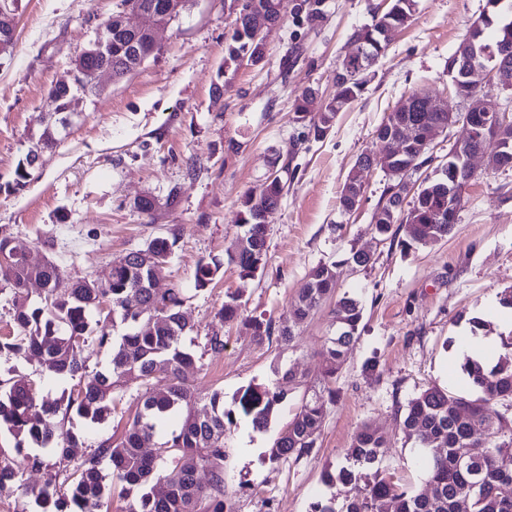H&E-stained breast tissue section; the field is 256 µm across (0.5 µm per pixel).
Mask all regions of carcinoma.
<instances>
[{
    "mask_svg": "<svg viewBox=\"0 0 512 512\" xmlns=\"http://www.w3.org/2000/svg\"><path fill=\"white\" fill-rule=\"evenodd\" d=\"M256 0H244L239 24L227 47L224 64L241 66L260 61L265 47L255 39L246 12ZM490 9L483 30L494 29L489 46L497 49L505 39L499 0H487ZM416 0H392V6L374 18L373 23L354 31L351 43L356 54H348L336 65L335 93L325 107L311 114V93L297 100L294 119L309 121L315 139L323 138L336 115L347 109L362 94L367 83V69L388 46V35L406 25L415 11ZM72 87L57 84L51 89L56 103L57 122L68 123ZM55 144V128L44 125L37 145L20 159L15 169L14 188L27 183L32 161L42 150ZM247 192L241 201L240 237L229 260L240 279L250 280L267 263V226L278 211L283 198V174ZM364 171L352 168L340 195L343 210L361 202ZM436 182L425 185L413 200L414 225L397 224L395 207L403 200L400 193L385 198L374 215L371 229L385 241L406 232L403 244H436L454 230L452 224L436 223L437 213L447 200L435 190ZM177 236L156 237L143 249L145 258L132 251L112 265L107 281L91 277L69 279L56 264L30 265L26 258L13 252L6 236L0 237V253L11 252L7 262H0V286L10 289L12 320L16 335L0 336V354L38 357L48 371L59 378L77 381L66 397H38L30 381L23 376L0 380L7 386L0 391V428L16 440L15 451L30 440L50 449L63 463L64 477L59 474L37 492V512H99L110 498L112 487L105 484L101 462L112 465L111 479L121 485V494L134 493L138 498L127 512H232L224 500V438L232 410L224 408V394L215 391L207 403L198 405L187 373L197 368L199 357L185 348L183 339L194 332L182 313L187 297L176 286L154 294L146 288L151 279L166 269ZM223 263L213 259L201 262L195 270L197 289L207 287L220 272ZM307 287L292 304L294 322L305 321L326 299L335 293V264L319 263L308 275ZM32 281L45 284L43 294L32 299L27 286ZM336 334L326 339L325 365L319 385L308 389L299 411L288 422L268 453L271 462L296 460L316 447L324 423L327 404L333 401L331 388L336 372L347 361L357 340L363 318L360 302L343 296L334 308ZM221 323L243 318L239 296L231 294L216 313ZM246 325L259 343L271 339L272 324L248 319ZM92 342L111 350L109 365L86 377L88 358L84 347ZM505 353L490 367L466 359L462 371L481 397L468 399L428 386L408 401L404 408L402 431L427 456L426 483L431 492L408 490L378 466V449L387 439L377 428L365 424L354 435L346 450V464L329 471V482L363 481L365 490L336 507L332 499L318 501L311 512H512V341L504 343ZM158 375L169 383L163 392L151 389ZM269 384L246 388L239 398V410L251 419L253 427H266L275 407L287 397L290 387L301 383L292 368H277ZM130 379L139 381L140 407L125 434L118 440L106 439L89 450L83 439L64 428L70 412L92 422L104 421L114 409V394L125 388ZM185 411L179 430L171 433L155 455L142 448L157 426L169 414ZM481 450L469 452L473 444ZM48 466L44 458L23 455L14 460L0 448V490L22 481L25 469ZM208 476L200 482V473Z\"/></svg>",
    "mask_w": 512,
    "mask_h": 512,
    "instance_id": "1",
    "label": "carcinoma"
}]
</instances>
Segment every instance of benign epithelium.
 <instances>
[{
	"mask_svg": "<svg viewBox=\"0 0 512 512\" xmlns=\"http://www.w3.org/2000/svg\"><path fill=\"white\" fill-rule=\"evenodd\" d=\"M183 0H162L157 7L125 6L122 11L112 15V26L98 27L90 44L95 47V53L108 58L112 44V32L121 31L135 37L134 46L138 56L147 60L158 47L152 29L133 22L136 17H146L154 24H159V12L176 14L180 12ZM250 25L258 38L267 36L272 21L269 13L255 9L250 15ZM122 67L104 62L89 71L88 79L74 76V82L96 84L97 78L108 74L114 79L120 78ZM448 76L451 78L454 95L467 103L466 113L458 119L453 113H448V122H434L425 126L418 124L408 131L388 136L383 143L395 146L391 153H366L370 162L365 169L381 168L386 174L397 163L408 158L406 146L416 137L421 142V152L428 153L434 148L439 134L456 124L461 125L459 137L454 143V149L448 155V211L440 212L437 220L444 224L456 223L463 192L466 185L474 178L475 169L472 158L482 155L487 158V164L493 168H508L512 161L508 160L509 131L512 130V113L503 109L493 100L485 98L480 91L485 83H494L503 91L512 93V56L503 50L493 56H488V50L477 42L474 37L461 42L453 56L448 61ZM420 101L427 112H443L437 104L433 93L427 89L419 92L416 97H405L396 112H408L414 101Z\"/></svg>",
	"mask_w": 512,
	"mask_h": 512,
	"instance_id": "1",
	"label": "benign epithelium"
}]
</instances>
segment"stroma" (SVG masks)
Instances as JSON below:
<instances>
[{"instance_id":"1","label":"stroma","mask_w":512,"mask_h":512,"mask_svg":"<svg viewBox=\"0 0 512 512\" xmlns=\"http://www.w3.org/2000/svg\"><path fill=\"white\" fill-rule=\"evenodd\" d=\"M243 0H187L160 29L161 52L120 79L102 77L93 91L72 93L70 122L44 150L22 189H13L16 165L36 142L40 118L54 120L50 91L66 76L99 23L120 0H18L15 43L0 55V236L10 237L27 260L56 262L70 277L107 280L113 261L177 232L178 242L159 283L183 288L195 334L187 347L201 354L190 374L198 398L224 393L233 407L240 391L266 384L278 365L303 378L267 428L235 414L228 426L224 499L233 512H309L313 502H343L355 488L328 484L326 472L344 465L355 432L371 424L388 438L382 466L403 483L422 486L424 464L399 428L411 398L434 384L457 394L474 389L453 354L470 335L512 339L492 312L512 291V169H479L464 190L453 233L432 246L378 241L370 224L388 182L379 169L365 172L359 208H340L343 184L357 156L381 151L374 131L412 90L427 88L448 111L466 104L450 90L448 57L487 0H417L409 23L395 30L373 65L361 97L339 112L323 139L293 119L297 99L314 92L317 105L335 92L336 63L348 54L354 29L372 24L390 0H323V17L300 15L298 0H282L281 23L256 65L225 67L228 38ZM287 168L288 189L268 226L267 264L241 280L230 263L241 235V199L273 169ZM155 198L152 215L135 206ZM53 247H45V240ZM370 250L367 267L352 254ZM224 267L205 289L195 287L199 262ZM320 263L336 266L338 296L363 307L357 340L336 374L318 446L299 460L272 463L266 454L295 414L306 382L319 378L321 351L335 330L327 301L294 328L291 344L255 343L243 324L220 325L216 313L240 293L245 316L290 323L289 307ZM224 336V350L204 348L207 333ZM27 376L37 394H69L34 358H1L0 379ZM137 409V385L116 393L112 414L98 424L71 416L67 426L87 444L120 439ZM46 470H26L21 484L0 491V512H36L34 495Z\"/></svg>"}]
</instances>
